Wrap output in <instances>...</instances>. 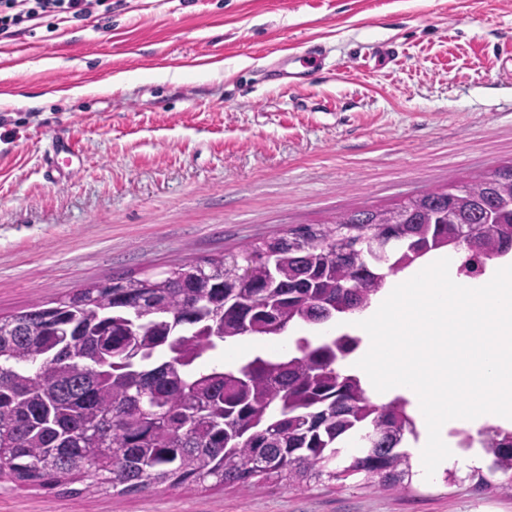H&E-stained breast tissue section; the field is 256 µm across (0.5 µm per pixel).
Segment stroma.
Wrapping results in <instances>:
<instances>
[{"mask_svg":"<svg viewBox=\"0 0 512 512\" xmlns=\"http://www.w3.org/2000/svg\"><path fill=\"white\" fill-rule=\"evenodd\" d=\"M310 39L327 58L305 85L269 75ZM511 53L512 0H112L0 36V316L511 162ZM56 138L78 155H52ZM412 470L409 492L3 476L0 512H512L508 476Z\"/></svg>","mask_w":512,"mask_h":512,"instance_id":"stroma-1","label":"stroma"}]
</instances>
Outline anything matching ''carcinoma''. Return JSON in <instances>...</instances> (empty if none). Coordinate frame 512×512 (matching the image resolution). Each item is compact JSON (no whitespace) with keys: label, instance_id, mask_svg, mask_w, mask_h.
<instances>
[{"label":"carcinoma","instance_id":"cac0c4a2","mask_svg":"<svg viewBox=\"0 0 512 512\" xmlns=\"http://www.w3.org/2000/svg\"><path fill=\"white\" fill-rule=\"evenodd\" d=\"M445 247L463 269L512 249V164L0 317V471L119 494L323 476L411 491L415 418L407 399L377 402L346 369L358 338L209 358L362 313L388 277ZM481 436L489 473H512V431Z\"/></svg>","mask_w":512,"mask_h":512}]
</instances>
